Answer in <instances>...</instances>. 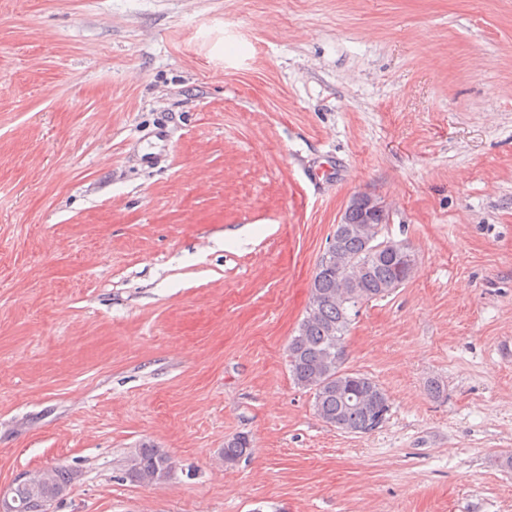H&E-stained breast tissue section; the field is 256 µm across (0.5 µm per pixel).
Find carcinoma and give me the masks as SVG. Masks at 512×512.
Wrapping results in <instances>:
<instances>
[{
  "instance_id": "1",
  "label": "carcinoma",
  "mask_w": 512,
  "mask_h": 512,
  "mask_svg": "<svg viewBox=\"0 0 512 512\" xmlns=\"http://www.w3.org/2000/svg\"><path fill=\"white\" fill-rule=\"evenodd\" d=\"M366 220L360 209L344 213L336 225L333 254L323 253L315 274L311 300L297 335L288 343V363L294 383L313 391L314 407L327 424L346 433L366 434L378 429L389 412V399L370 377L344 368L345 336L352 313L366 302L392 293L388 285L399 287L408 281L407 254L389 248L373 251L367 238L355 233ZM251 442L238 435L224 445L227 465L251 454ZM171 457L153 445H143L130 455V480L150 484L168 476ZM35 486L16 487L20 512H42L43 500L63 496L76 479L73 471L59 467L40 475Z\"/></svg>"
}]
</instances>
